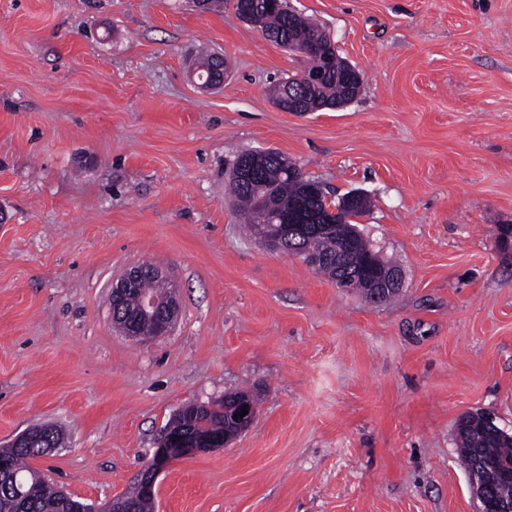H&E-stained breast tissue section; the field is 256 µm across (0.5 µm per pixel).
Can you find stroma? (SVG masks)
<instances>
[{
    "mask_svg": "<svg viewBox=\"0 0 512 512\" xmlns=\"http://www.w3.org/2000/svg\"><path fill=\"white\" fill-rule=\"evenodd\" d=\"M362 75L341 109L285 112L306 57L232 0H0V444L104 505L177 411L260 400L223 448L169 464L155 512H475L456 422L512 434V0H288ZM224 55L220 89L190 73ZM280 152L404 273L372 304L246 234L224 185ZM157 263L179 316L144 343L113 280Z\"/></svg>",
    "mask_w": 512,
    "mask_h": 512,
    "instance_id": "stroma-1",
    "label": "stroma"
}]
</instances>
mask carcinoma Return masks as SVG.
Here are the masks:
<instances>
[{
    "label": "carcinoma",
    "instance_id": "cac0c4a2",
    "mask_svg": "<svg viewBox=\"0 0 512 512\" xmlns=\"http://www.w3.org/2000/svg\"><path fill=\"white\" fill-rule=\"evenodd\" d=\"M236 14L256 13L267 36L287 41L299 48L309 60V68L323 73L313 83L299 86L297 110L318 112L325 108H337L351 102L356 85L346 73L347 62L337 53L335 43L322 36L320 27L302 16L288 11L287 4L273 0H234ZM236 164L243 165L241 174L229 179L230 192L234 197L250 234H256L260 218L257 203L269 201L275 211L292 217L297 224H324L326 229L318 234L299 238L308 255L326 259L315 272L334 281L342 288L359 292L367 301L376 293L388 300L397 291H381L392 265L378 260L373 273L358 270V261L372 255V244L358 231L355 219L365 216L371 208L365 199L349 213L333 215L327 211L325 199L316 183L301 177L294 165L282 155L275 158L256 156L250 152L241 154ZM142 292L157 294L159 283L146 277L139 283V290L127 296L121 307L123 317L136 325L140 339L156 336L154 324L143 318L139 295ZM253 402L255 396L247 391L224 395L219 401L181 408L166 426L165 433L191 438L206 434L214 438L224 437L226 415L224 410L238 402ZM471 431L461 435L462 446L472 452L460 453L465 470H470L476 455L512 459V436L497 430L478 432L480 415L470 419ZM46 454L43 442H24L14 448H0V512H65V493L45 482L40 473L26 464L32 457Z\"/></svg>",
    "mask_w": 512,
    "mask_h": 512
}]
</instances>
